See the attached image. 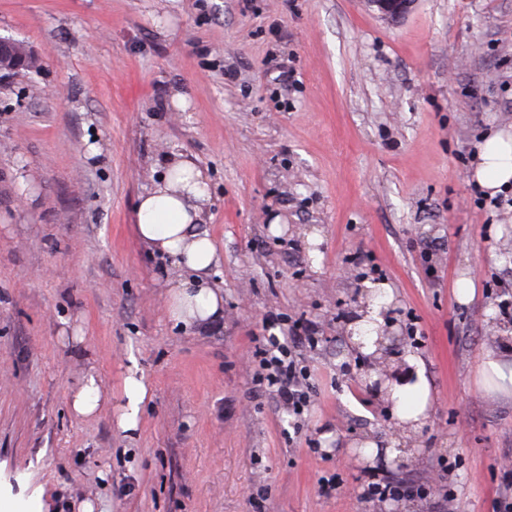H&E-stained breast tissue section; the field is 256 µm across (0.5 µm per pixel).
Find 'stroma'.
I'll use <instances>...</instances> for the list:
<instances>
[{
  "label": "stroma",
  "instance_id": "35a3bbf8",
  "mask_svg": "<svg viewBox=\"0 0 512 512\" xmlns=\"http://www.w3.org/2000/svg\"><path fill=\"white\" fill-rule=\"evenodd\" d=\"M0 37L36 58L0 85V492L257 512L264 485V512H434L360 498L369 469L437 480L453 512L512 498V397L483 371L512 350V209L473 192L479 146L512 135V0H416L397 22L366 0H0ZM172 154L208 176L223 256L224 320L202 332L170 320L177 266L134 232ZM380 282L391 380L413 357L430 388L387 460L361 446L399 421L347 328ZM272 311L318 329L298 418L252 379ZM133 364L149 394L126 435ZM91 368L108 403L83 417Z\"/></svg>",
  "mask_w": 512,
  "mask_h": 512
}]
</instances>
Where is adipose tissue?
I'll list each match as a JSON object with an SVG mask.
<instances>
[{"mask_svg":"<svg viewBox=\"0 0 512 512\" xmlns=\"http://www.w3.org/2000/svg\"><path fill=\"white\" fill-rule=\"evenodd\" d=\"M166 172L136 206L135 230L151 251L173 257L179 269L168 292V315L175 324L206 330L224 317V293L211 280L221 257L203 229L208 183L187 158H168ZM478 183L490 193L512 183V142L503 136L488 140L478 153L474 171ZM386 398L402 425L415 426L426 409L429 387L425 379L392 385Z\"/></svg>","mask_w":512,"mask_h":512,"instance_id":"1","label":"adipose tissue"}]
</instances>
